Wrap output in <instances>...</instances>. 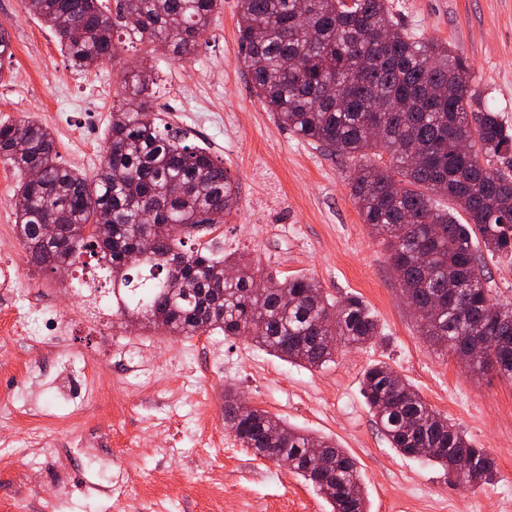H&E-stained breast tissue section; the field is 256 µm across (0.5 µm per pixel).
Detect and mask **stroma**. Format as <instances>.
<instances>
[{
    "label": "stroma",
    "instance_id": "1",
    "mask_svg": "<svg viewBox=\"0 0 512 512\" xmlns=\"http://www.w3.org/2000/svg\"><path fill=\"white\" fill-rule=\"evenodd\" d=\"M395 21L449 44L470 65L476 108L512 128V0H388ZM239 2L224 0L199 54L181 60L140 44L88 72L70 68L53 31L27 0H0L13 63L0 69V122L35 119L54 135L60 162L94 176L106 147L112 104L132 63L152 68L154 111L188 142L210 148L239 182L237 211L208 236L214 251L249 254L262 274H305L340 298H363L384 339L343 349L319 369L289 363L250 339L81 324L59 277L33 266L15 231L12 206L22 172L0 162V260L24 268L23 291L49 292L64 333L48 337L94 362L111 385L77 416L56 418V392L11 326L0 298V391L34 392L36 407L0 427V505L25 494L36 512H114L112 479L133 482L124 512H211L205 469L224 482L223 512H329L286 466L253 456L224 426V388L248 405L333 438L359 462L369 512H512V380L473 373L420 336L381 241L351 196V160L288 132L254 93L239 47ZM386 362L435 410L495 458L500 477L468 488L441 468L408 458L378 431L361 391L365 370ZM223 438L224 454L212 441Z\"/></svg>",
    "mask_w": 512,
    "mask_h": 512
}]
</instances>
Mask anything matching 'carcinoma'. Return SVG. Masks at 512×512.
<instances>
[{"instance_id":"obj_1","label":"carcinoma","mask_w":512,"mask_h":512,"mask_svg":"<svg viewBox=\"0 0 512 512\" xmlns=\"http://www.w3.org/2000/svg\"><path fill=\"white\" fill-rule=\"evenodd\" d=\"M28 0L58 37L71 67L87 72L119 45L149 43L173 56L199 50V35L222 0ZM239 42L255 94L278 123L332 156L389 155V164L354 168L351 194L363 223L383 240L420 335L457 357L495 339L497 373L512 379V302L492 297L478 255L512 254V130L498 113L475 111L468 62L438 40L394 21L387 0H239ZM77 21L83 37H67ZM13 58L0 28V69ZM151 74L129 75L112 104L108 146L93 178L58 161L55 141L36 120L0 124V160L40 177L13 196L17 236L32 265L54 269L88 251L112 296V314L135 313L174 336L217 331L300 366L321 368L338 347L382 339L357 295L334 299L311 276L267 278L249 256L219 254L200 242L237 210L238 182L207 148L160 127ZM25 143L18 152L16 143ZM506 160L490 167L492 158ZM448 198L466 216L437 206ZM59 225L43 242L41 225ZM108 222L103 235L99 227ZM234 276L224 278V271ZM362 391L375 423L404 456L442 468L461 485L498 478L495 459L448 416L434 410L385 363L371 365ZM224 426L242 447L282 457L330 506L368 512L357 460L336 441L314 436L224 389ZM320 448L326 475L308 456ZM467 459L478 478L454 472Z\"/></svg>"}]
</instances>
